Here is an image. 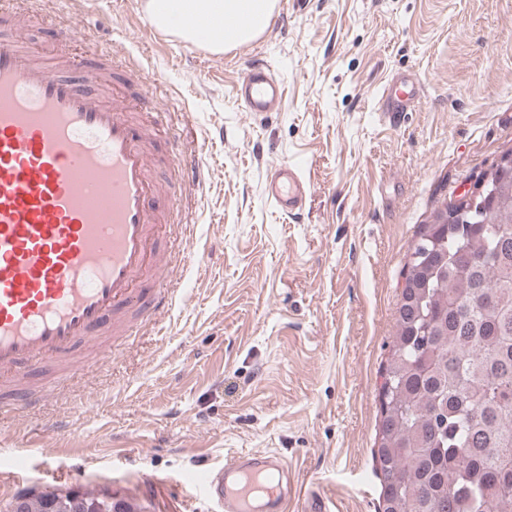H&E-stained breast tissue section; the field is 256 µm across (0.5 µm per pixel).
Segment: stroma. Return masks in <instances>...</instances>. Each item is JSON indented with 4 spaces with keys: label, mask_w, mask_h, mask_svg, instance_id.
I'll use <instances>...</instances> for the list:
<instances>
[{
    "label": "stroma",
    "mask_w": 512,
    "mask_h": 512,
    "mask_svg": "<svg viewBox=\"0 0 512 512\" xmlns=\"http://www.w3.org/2000/svg\"><path fill=\"white\" fill-rule=\"evenodd\" d=\"M147 0H35L32 32L84 20L93 45L135 60L203 182L174 180V223L194 224L186 298L110 366L36 412L0 411V507L19 489L110 485L146 512H210L202 468L278 453L338 512H378L372 448L408 248L512 149V0H277L270 26L228 54L152 28ZM284 87L255 118L233 87L249 65ZM410 74L415 111L389 122L384 86ZM309 188L275 209L272 168ZM266 195L282 213L293 214L305 204L307 185L299 171L283 165L271 171L266 183Z\"/></svg>",
    "instance_id": "obj_1"
}]
</instances>
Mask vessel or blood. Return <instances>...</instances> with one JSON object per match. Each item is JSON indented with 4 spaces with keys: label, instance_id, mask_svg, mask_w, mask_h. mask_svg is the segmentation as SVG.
<instances>
[{
    "label": "vessel or blood",
    "instance_id": "obj_1",
    "mask_svg": "<svg viewBox=\"0 0 512 512\" xmlns=\"http://www.w3.org/2000/svg\"><path fill=\"white\" fill-rule=\"evenodd\" d=\"M30 0H0V405L37 409L65 383L112 360L117 340L159 326L182 301L183 262L194 227L174 224L155 157L202 179L198 157L161 151L166 114L139 71L112 51L88 49L73 21L59 42L87 48L81 61L44 58L28 41ZM408 78L384 88L383 114L408 111ZM284 85L251 65L234 95L258 116L281 102ZM266 195L282 213L305 204L294 167L271 171ZM288 466L249 452L208 470L200 491L215 512H288Z\"/></svg>",
    "mask_w": 512,
    "mask_h": 512
}]
</instances>
